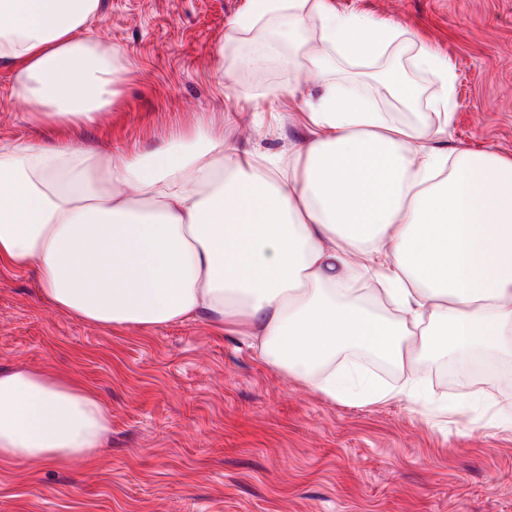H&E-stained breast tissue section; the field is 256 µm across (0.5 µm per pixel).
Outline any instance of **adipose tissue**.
<instances>
[{
	"label": "adipose tissue",
	"instance_id": "adipose-tissue-1",
	"mask_svg": "<svg viewBox=\"0 0 512 512\" xmlns=\"http://www.w3.org/2000/svg\"><path fill=\"white\" fill-rule=\"evenodd\" d=\"M100 0H0V64L38 124L83 127L111 107L120 53L94 40ZM282 24L256 56L293 48L320 92L305 100L304 139L242 151L227 112L203 132L121 160L76 143L0 141V266L33 269L52 307L105 327L155 329L198 317L250 340L257 356L354 406L419 400L424 385L384 386L337 365L366 348L412 369L429 354L468 380L476 351L512 355V157L442 146L456 73L419 46L410 66L437 90L415 119L406 78L372 95L337 82L332 58L379 63L409 44L399 23L330 9L327 0H251L241 36ZM314 25L316 44L294 43ZM380 284L398 315L369 311L356 284ZM438 412H492L512 430V394L437 402ZM112 428L99 396L75 378L0 370V463L94 457Z\"/></svg>",
	"mask_w": 512,
	"mask_h": 512
}]
</instances>
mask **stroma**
Here are the masks:
<instances>
[{"label": "stroma", "instance_id": "obj_1", "mask_svg": "<svg viewBox=\"0 0 512 512\" xmlns=\"http://www.w3.org/2000/svg\"><path fill=\"white\" fill-rule=\"evenodd\" d=\"M250 0H100L94 35L127 68L110 110L71 132L30 121L0 65V140L70 138L121 159L242 113L225 138L286 149L315 93L291 56L231 69L256 51L234 18ZM409 28L457 73L445 144L512 157V0H329ZM297 87L248 117V98ZM32 270L0 268V369L74 376L112 413L94 460L0 465V512H512V431L466 412L433 415L395 399L351 406L258 360L246 337L205 319L152 331L109 328L56 310ZM430 397L512 394V361L460 384L444 362L413 366Z\"/></svg>", "mask_w": 512, "mask_h": 512}]
</instances>
